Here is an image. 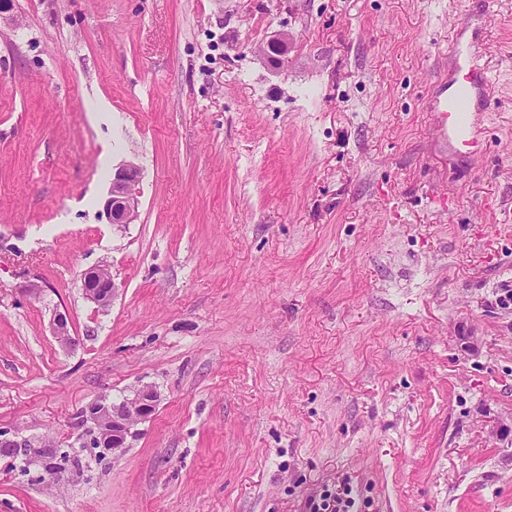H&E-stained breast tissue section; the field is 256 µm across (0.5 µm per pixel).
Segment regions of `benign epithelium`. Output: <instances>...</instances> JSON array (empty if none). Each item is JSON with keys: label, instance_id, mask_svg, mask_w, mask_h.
<instances>
[{"label": "benign epithelium", "instance_id": "obj_1", "mask_svg": "<svg viewBox=\"0 0 512 512\" xmlns=\"http://www.w3.org/2000/svg\"><path fill=\"white\" fill-rule=\"evenodd\" d=\"M139 179L140 169L131 162L123 164L115 172L104 205L109 223L123 227L138 220ZM82 288L87 300L107 307L116 293L117 284L113 277L102 275L101 267L97 266L83 274ZM51 330L60 344L74 342L65 315L59 313L54 316ZM157 402V391L150 386L134 390L118 403L104 398L92 402L84 415L85 422L90 424L91 438L112 455L122 454L129 447V440L138 436V425L153 414Z\"/></svg>", "mask_w": 512, "mask_h": 512}]
</instances>
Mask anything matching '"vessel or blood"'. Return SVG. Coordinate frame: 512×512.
Segmentation results:
<instances>
[{
  "mask_svg": "<svg viewBox=\"0 0 512 512\" xmlns=\"http://www.w3.org/2000/svg\"><path fill=\"white\" fill-rule=\"evenodd\" d=\"M476 43H453L450 55L459 79L438 82L425 107L437 122L444 147L455 153L479 152L485 139L484 112L489 106L490 81L477 61Z\"/></svg>",
  "mask_w": 512,
  "mask_h": 512,
  "instance_id": "obj_1",
  "label": "vessel or blood"
}]
</instances>
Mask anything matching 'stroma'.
<instances>
[{"label": "stroma", "instance_id": "obj_1", "mask_svg": "<svg viewBox=\"0 0 512 512\" xmlns=\"http://www.w3.org/2000/svg\"><path fill=\"white\" fill-rule=\"evenodd\" d=\"M463 21L495 86L481 156L425 109ZM508 288L512 0H11L0 430L83 467L49 487L0 458V512H309L345 481L357 512H512ZM143 386L130 448H85L81 410ZM139 179L140 169L131 162L123 164L115 172L104 205L109 224L123 227L138 220L141 203L137 187ZM82 290L84 297L98 305L107 307L111 304L117 290L113 276L102 275L101 265L83 274Z\"/></svg>", "mask_w": 512, "mask_h": 512}]
</instances>
